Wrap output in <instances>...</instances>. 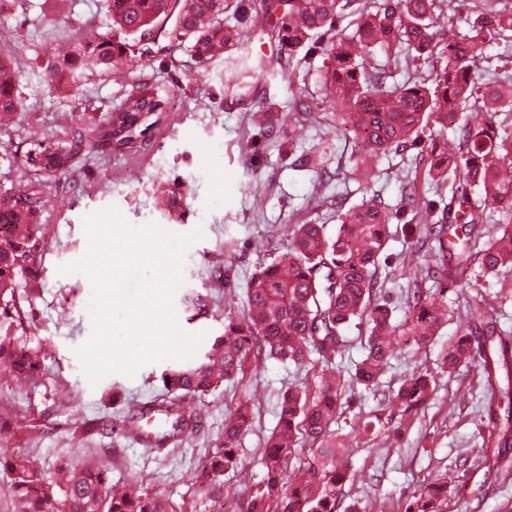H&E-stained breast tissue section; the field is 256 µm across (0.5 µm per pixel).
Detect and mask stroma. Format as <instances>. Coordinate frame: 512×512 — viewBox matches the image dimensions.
<instances>
[{"label":"stroma","instance_id":"1","mask_svg":"<svg viewBox=\"0 0 512 512\" xmlns=\"http://www.w3.org/2000/svg\"><path fill=\"white\" fill-rule=\"evenodd\" d=\"M230 22L244 32L240 43L221 58L196 62L190 51L174 50L166 38L144 42L142 66L102 73L85 71L74 87L47 89L39 75L53 62L58 45L79 44L110 24L104 0H0V34L21 35L16 88L21 112L0 124V195L25 190L21 176L31 142L63 144L85 123L108 117L125 102L132 85L142 84L165 100L159 122L148 127L134 149L103 147L74 155L73 180H45L39 187L40 235L46 244L40 260L42 286L32 299H20L24 312L19 334L27 336L40 381L0 380V453L36 457L48 475L64 463L89 457L105 459L113 482L132 489L162 492L184 512H237L264 475V442L278 423V406L288 387L314 389L318 368H296L269 359L249 367L242 380L183 397L180 406L195 416L198 431L185 443L163 451L135 442L125 431L131 407L165 398L159 377L164 363L143 367L135 378L112 374L90 386L73 353L90 332L86 304L90 285L80 275L61 276L59 265L86 249L85 214L117 206L133 223L154 222L187 233L202 227L204 237L188 252L183 289L207 295V317L176 314L189 332L207 331L200 345L208 350L224 330L226 315H241L245 288L262 263L286 242L288 225L303 221L336 232L337 207L360 203L351 179L356 144L321 126L290 121L301 96L322 99L325 60L312 49L305 62L289 60L287 49L255 24L272 12V0H232ZM322 155L328 176L316 180L301 171L304 153ZM416 150L390 155L368 192L390 207L400 203L404 159ZM384 286L402 320L405 271L430 262L404 222L389 226ZM480 289H448L451 317L439 340L419 346L398 337L389 369L377 391L347 388L336 431L356 433L349 456L352 479L340 506L348 512H404L422 483L456 472L458 488L449 489L443 512H512V473L490 470L486 426L488 395L482 370L471 365L449 374L440 367L442 343L472 326L480 314L476 294L492 297L512 346V275L480 280ZM431 373L436 389L419 408L397 412L378 425L377 438L361 429L379 409L380 393L397 389L412 371ZM248 402L252 426L241 438L242 467L225 474L221 487L203 493L205 461L224 441V419L238 403ZM99 419L104 429L82 434L85 422Z\"/></svg>","mask_w":512,"mask_h":512}]
</instances>
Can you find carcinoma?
<instances>
[{
	"label": "carcinoma",
	"mask_w": 512,
	"mask_h": 512,
	"mask_svg": "<svg viewBox=\"0 0 512 512\" xmlns=\"http://www.w3.org/2000/svg\"><path fill=\"white\" fill-rule=\"evenodd\" d=\"M351 0H280L283 13L269 25L268 33L288 47V55L316 44L330 64L323 74L324 96L336 111L315 113L304 101L295 102L290 120L302 124L319 118L340 134L358 140L353 180L369 187L377 177L378 163L389 152L418 147L424 133L453 129L459 142L454 154L430 153L423 180L450 187L442 209L419 201L415 179L402 182L399 208L374 200L339 211L336 234L325 225L309 222L288 227L287 245L252 277L246 290L247 313L224 317V331L194 365L166 369L161 381L169 399L131 413L126 431L157 448L176 444L191 434L196 421L186 416L177 401L187 394L215 389L244 374L264 358L306 366L316 354L325 364L339 353L344 332L356 322L365 326L364 357L356 365L354 381L366 388L377 386L389 367L391 338L410 336L419 345L433 343L448 321L444 291L424 288L431 279H446L459 286L472 282L475 267L483 274H512V130L495 123L496 112H512V79L489 77L484 65L493 62L491 44H512V12L498 7L500 0H362L352 30L340 27ZM226 0H107L111 20L108 31L85 50L66 53L62 60L43 68L42 80L59 87L75 83L84 69L114 70L139 59L137 44L156 38L174 21L173 47L185 41L201 62L220 58L234 46L239 32L224 24ZM467 11L466 32L446 36L441 18L448 10ZM428 68L422 76V68ZM15 84H0V123L22 109ZM488 113L482 122L471 121L467 109ZM162 111V100L131 90L125 110L110 116L94 137L49 151L36 143L26 163L34 173H51L69 180L67 162L75 150L103 144L133 147L144 134L146 120ZM38 198L32 193L0 197V364L20 380L39 375L31 349L17 335L21 319L17 291L24 285L34 296L37 261L43 249L38 235ZM410 213L417 238L437 243V265H426L409 278L403 301V320L393 322L391 300L377 280L379 258L389 240L388 224ZM501 232L485 234L488 222ZM486 322L459 334L442 347L440 361L452 374L482 360L489 399L505 404L490 410V436L500 452L492 461L499 469L512 448V365L497 349L495 308L485 302ZM184 308L198 318L207 314L209 301L189 290ZM434 391L431 376L420 373L404 379L397 390L383 396L389 412H406L424 404ZM344 394L341 375H325L317 389L290 388L283 395L279 426L263 451L265 476L251 490L239 512H337L349 481L348 446L339 439L336 411ZM165 416L156 435L144 431L141 419ZM249 426L246 409L224 420V445L205 466V476L218 481L238 467L237 444ZM311 445L303 462L305 479L288 483V469L296 448ZM18 512H181L160 494L121 491L107 471L88 461L68 467L59 483L46 481L37 459L17 454L0 459ZM448 497V474L420 486L405 512H440Z\"/></svg>",
	"instance_id": "cac0c4a2"
}]
</instances>
